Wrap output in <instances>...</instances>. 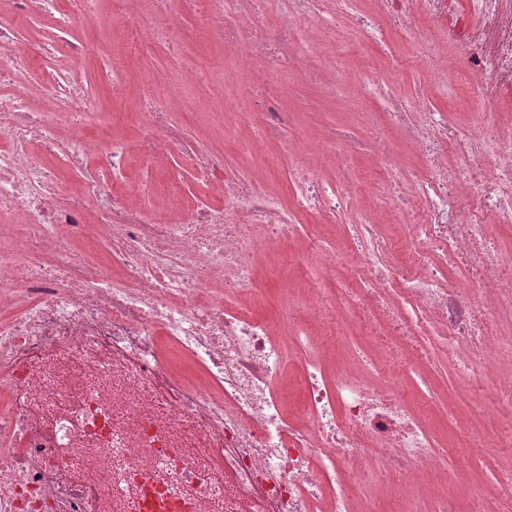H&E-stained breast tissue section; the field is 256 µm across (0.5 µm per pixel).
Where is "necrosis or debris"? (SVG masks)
<instances>
[{
    "label": "necrosis or debris",
    "instance_id": "obj_1",
    "mask_svg": "<svg viewBox=\"0 0 512 512\" xmlns=\"http://www.w3.org/2000/svg\"><path fill=\"white\" fill-rule=\"evenodd\" d=\"M275 16L243 13L239 0H195L199 32L244 50L238 82L258 96L263 78L313 67L300 23L325 29L314 0H277ZM363 27L410 32L431 83L485 104L465 131L423 101L367 118L363 137L336 140L395 163L396 141L426 158L425 180L396 197L422 243L395 264L382 225L364 224L353 245L313 243V259L346 268L357 286L336 295L315 282L279 315L254 305L264 252L300 238L298 221L335 217L349 194L311 175L315 155L335 142L289 145L300 185L278 200L253 179L229 176L224 157L187 146L162 118L184 107L179 92L147 85L136 113L145 168L188 156L224 200L182 208L180 218L146 216L132 200L122 137L102 123V102L81 94L78 76L52 80L42 94L53 111L32 110L22 94L25 57L18 22L37 15L61 30L83 24L99 0H9L0 12V512H146L148 498L178 512H353L352 492L371 484L364 512L406 498L405 512H462L449 493L423 486L448 471L421 414L405 398L414 385L430 402L437 355L457 388L476 372L496 382L512 411V254L490 216L512 217V0H378ZM448 31L460 58L448 74L433 48ZM231 120L256 148L292 125L265 98ZM462 170L449 174L448 158ZM81 170L71 192L59 179ZM463 270L464 284L448 271ZM360 326L376 353L327 371L325 338L336 312ZM488 440L458 450L476 466L501 454L494 494L478 512H512V427L486 421ZM99 475L87 486L78 472Z\"/></svg>",
    "mask_w": 512,
    "mask_h": 512
}]
</instances>
